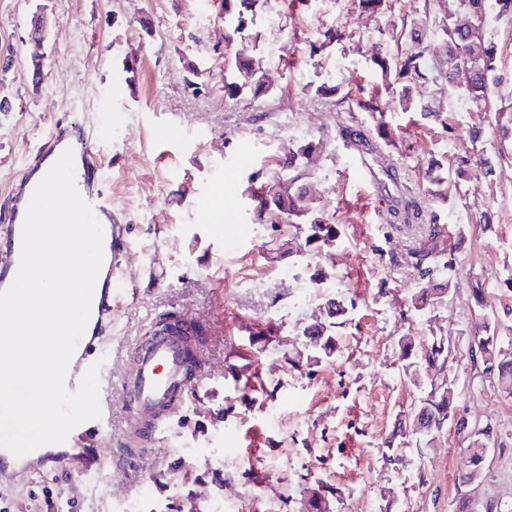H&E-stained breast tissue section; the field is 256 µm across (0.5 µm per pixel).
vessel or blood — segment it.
Wrapping results in <instances>:
<instances>
[{"mask_svg":"<svg viewBox=\"0 0 512 512\" xmlns=\"http://www.w3.org/2000/svg\"><path fill=\"white\" fill-rule=\"evenodd\" d=\"M72 150L79 164L75 167V183L81 197L92 207L96 218L102 219L103 250L106 263L100 269L103 287L100 296L91 302L90 316L94 322L91 336L80 337L78 354L71 358L65 384L76 390L84 373L98 361L106 360V344L112 334V297L118 281L116 269L121 262L123 228L111 223L112 210L102 187L92 185V175L98 174V155L92 134L83 127L55 125L46 142L17 173L12 196L14 213L7 226L9 248L0 256V291L6 279L19 266L21 233L26 209L37 181L33 172L49 156ZM204 346L194 337L168 331L146 339L133 366L120 381L121 397L116 409H103L100 418L86 421L69 434L65 445L78 448L101 438L112 423L113 412H120L123 425V445L131 458L147 455L158 437L176 416L191 393L204 365Z\"/></svg>","mask_w":512,"mask_h":512,"instance_id":"vessel-or-blood-1","label":"vessel or blood"}]
</instances>
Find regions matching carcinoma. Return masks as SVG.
Listing matches in <instances>:
<instances>
[{
	"label": "carcinoma",
	"instance_id": "obj_1",
	"mask_svg": "<svg viewBox=\"0 0 512 512\" xmlns=\"http://www.w3.org/2000/svg\"><path fill=\"white\" fill-rule=\"evenodd\" d=\"M256 0H222L224 19L228 23L226 42L249 35L254 24V15L248 13ZM512 17V0H457V9L431 19V28L436 31L446 47L444 66L440 67L429 61L430 48L428 39L417 31L407 30L401 25L399 36L409 35L411 49L396 56H382L373 59V64L380 69L382 76L391 74L402 82L400 100L405 110H411L415 102L411 91L417 84H436L438 77H445L448 88L465 98L472 107V115L483 118L494 115L499 125L501 138L512 139V103L499 94L502 76L499 70L500 53L498 42L488 29V18ZM224 67L232 77H224V97L234 99L252 87L264 86V73L259 61L240 54L224 56ZM340 136L358 153L376 157L377 144L372 138L356 129L345 127ZM318 144L301 141L288 148L282 162L286 181L284 191L277 199L268 201L263 196L257 197L256 220L260 223H272L281 217L288 220V227L295 230L288 239V253H294V244L305 249L313 246L318 251L328 254L336 248L341 236L340 225L333 224L320 212L315 199L310 195L307 179L311 171L309 163L317 153ZM482 165V152L475 148H463L456 156L455 167L444 174H432L429 177L431 189L429 195L439 202L449 201L447 187L457 185L468 178ZM391 203L393 222L413 225L420 223V211L402 196H388ZM440 215L431 213V223L425 225L432 247L427 251H410L404 255H391L389 260L395 265L405 263L422 275H429L426 262L441 252L439 240L443 236L444 226L440 225ZM332 310L327 312L332 321L310 325L303 329L296 349L298 366H310L331 357L338 348L336 319L346 314L340 303H332ZM489 321L481 320L472 336V345L476 347L474 356L480 358L483 372L492 377L499 390L512 395V354L501 352L497 337L490 336ZM400 358L404 361V372L416 387L423 386V380L417 367L440 370L448 362V345L444 340H433L420 352L412 342L404 337L399 342ZM432 413L439 422L435 424L431 438H436L445 422L453 416V389H448V398L433 400ZM480 448L471 444L462 462L460 477L467 482V468L481 465Z\"/></svg>",
	"mask_w": 512,
	"mask_h": 512
}]
</instances>
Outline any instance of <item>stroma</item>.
Wrapping results in <instances>:
<instances>
[{"instance_id": "stroma-1", "label": "stroma", "mask_w": 512, "mask_h": 512, "mask_svg": "<svg viewBox=\"0 0 512 512\" xmlns=\"http://www.w3.org/2000/svg\"><path fill=\"white\" fill-rule=\"evenodd\" d=\"M454 0H388L384 12L360 0H257L250 34L233 49L260 60L265 90L225 98L220 0L210 21L194 19V0H0V231L14 177L55 124L91 130L101 157L113 223L123 225L125 253L112 299L110 374L100 399L117 398L120 379L150 327L168 313L191 314L208 338L206 373L154 451L128 464L118 446L122 424L101 438L100 473L63 472L53 463L25 473L0 469V512H113L116 502L149 491L166 512H197L210 495L237 498L240 512H307L306 487L329 488L333 512H455L464 494L476 512L512 504V397L499 393L469 355L478 314L494 315L501 349L512 350V154L485 132L481 146L492 179L471 175L449 210L451 232L440 247L456 269L441 302L416 310L420 278L388 262L393 253L424 250L418 229L375 215L385 192L380 176L363 184L357 156L336 136L352 126L375 136L380 122L384 164L424 212L432 167L452 168L469 145L471 115L434 86L414 90L417 105L442 113L435 122L403 112L395 90L383 89L371 61L396 53L392 28H422L426 13L455 9ZM47 20L32 39L35 15ZM341 38L326 43L329 30ZM317 55H309L310 46ZM40 54L44 80L27 77ZM336 85L334 97L316 85ZM373 96L377 109L354 102ZM317 142L310 188L342 239L332 255L310 249L285 254L284 224L256 223L260 185L281 174L291 143ZM231 175L235 199L213 212L208 202ZM324 268L319 302L300 303L316 268ZM347 304L335 355L304 373L292 362L304 326L323 318L326 303ZM416 347L448 343L438 380L451 383L457 416L493 428L498 438L475 490L459 485L470 442L446 423L432 444L403 443L405 465L383 458L387 440L422 392L402 373L399 340ZM303 421L279 429L270 410ZM222 442L216 466L205 446ZM195 456H188V449ZM294 456L288 480L270 468L281 451Z\"/></svg>"}]
</instances>
